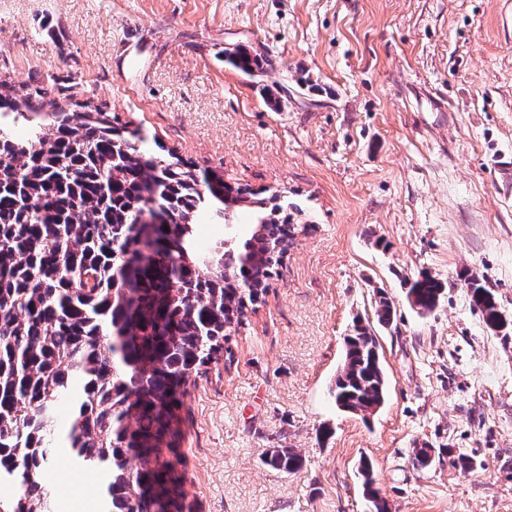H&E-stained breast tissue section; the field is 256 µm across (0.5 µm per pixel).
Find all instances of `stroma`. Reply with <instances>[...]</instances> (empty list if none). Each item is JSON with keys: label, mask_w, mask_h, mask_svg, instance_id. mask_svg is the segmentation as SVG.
Here are the masks:
<instances>
[{"label": "stroma", "mask_w": 512, "mask_h": 512, "mask_svg": "<svg viewBox=\"0 0 512 512\" xmlns=\"http://www.w3.org/2000/svg\"><path fill=\"white\" fill-rule=\"evenodd\" d=\"M235 48L270 67L231 68ZM0 76L57 80L148 154L295 204L303 232L184 389L183 512H370L364 459L389 512H512V335L465 284L512 317V0H0ZM253 220L199 211L195 244L245 241ZM422 272L445 286L428 314L406 299ZM359 320L389 381L367 421L329 395ZM424 444L439 455L420 469ZM273 448L301 470L269 468ZM45 478L53 512L105 504L67 451ZM470 291L473 289L471 300L474 305L480 310L486 325L496 330L497 325V299L490 288H486L479 279L473 277L468 282ZM265 463L272 470L295 473L301 468V458L292 448H273Z\"/></svg>", "instance_id": "1"}]
</instances>
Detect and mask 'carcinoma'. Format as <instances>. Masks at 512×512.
Wrapping results in <instances>:
<instances>
[{"label": "carcinoma", "instance_id": "obj_1", "mask_svg": "<svg viewBox=\"0 0 512 512\" xmlns=\"http://www.w3.org/2000/svg\"><path fill=\"white\" fill-rule=\"evenodd\" d=\"M231 64L262 71L267 58L239 52ZM0 118L29 122L17 138L0 123V512H48L44 479L64 446L77 466L106 478L111 512H142L148 485L181 512L184 482L171 458L180 435L178 383L224 348L245 320L262 277L277 264L276 243L288 230V201L266 213L256 199L261 244L246 240L233 253L195 246L194 216L208 208L224 219V196L248 199L224 175L197 168L173 151L146 154L136 129L106 105L72 101L62 109L54 84L15 88L0 80ZM52 107L50 121L37 119ZM159 191L167 221L138 236L137 212ZM169 231H164V228ZM182 237V252L167 240ZM231 273L224 276V266ZM486 325L496 328L497 299L479 279L468 282ZM442 283L420 275L409 301L433 311ZM377 321H393L382 294ZM336 405L370 415L385 403L388 380L378 340L365 325L346 338L333 389ZM75 396L66 443L51 422L60 400ZM265 464L295 473L301 458L275 448Z\"/></svg>", "mask_w": 512, "mask_h": 512}]
</instances>
